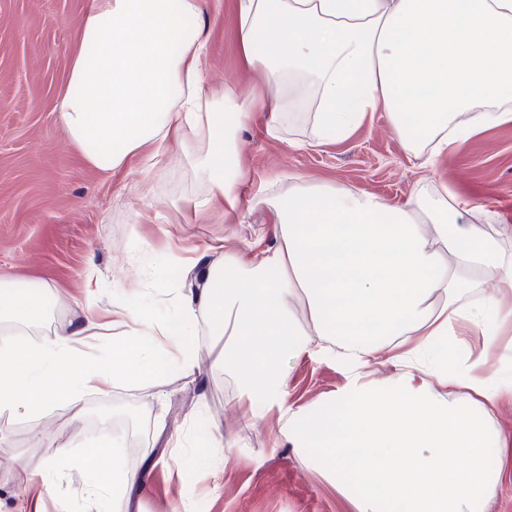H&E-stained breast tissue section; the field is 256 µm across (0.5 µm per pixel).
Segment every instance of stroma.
<instances>
[{
    "mask_svg": "<svg viewBox=\"0 0 512 512\" xmlns=\"http://www.w3.org/2000/svg\"><path fill=\"white\" fill-rule=\"evenodd\" d=\"M87 5L88 0H0V272L29 291L40 283L54 288L43 323L29 341H41L74 319L90 279L98 311L109 309L115 288L131 284L153 314L168 316L198 250L227 233L246 247L266 223V211L251 203L261 188L274 198L306 180L402 202L420 183L432 182L496 209L512 224V123L478 132L459 151L428 163L404 150L383 111L368 113L345 141L318 149L302 144L310 136V104L285 116L277 139L266 133L268 113L258 112L238 135L239 201L226 218L173 209L174 201L206 191L177 143H167L151 175H143L138 155L111 176L101 175L69 145L51 110L67 83ZM205 10L207 88L250 97L263 77L244 66L237 50L238 0H206ZM170 245L177 260L159 266ZM181 344L197 358L192 374L86 394L80 418H72L64 405L31 415L0 409V512H91L84 472L74 459L105 433L118 440L127 466L154 459L139 493L146 512H169L179 476L193 512H351L299 449L285 443L271 447L282 426L278 413L243 430L230 457L214 455L207 434L222 432L242 406L215 363L218 349L209 337L197 333ZM282 367L296 407L316 405L346 384L332 360L303 354L284 360ZM50 429L67 445L70 460L58 469L50 493L38 497L22 483L21 473L48 455L41 440ZM493 429L509 453L501 490L487 512H512V404L499 409ZM175 438L186 447L179 457L169 454ZM202 458L214 469L199 483L194 464Z\"/></svg>",
    "mask_w": 512,
    "mask_h": 512,
    "instance_id": "obj_1",
    "label": "stroma"
}]
</instances>
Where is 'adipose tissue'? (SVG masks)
<instances>
[{
  "instance_id": "1",
  "label": "adipose tissue",
  "mask_w": 512,
  "mask_h": 512,
  "mask_svg": "<svg viewBox=\"0 0 512 512\" xmlns=\"http://www.w3.org/2000/svg\"><path fill=\"white\" fill-rule=\"evenodd\" d=\"M205 0H89L66 87L54 104L70 145L109 174L134 154L152 169L178 142L203 196L194 214L235 207L238 178L226 168L231 138L269 113L279 136L295 104L314 94L310 144L345 140L370 112H387L404 149L438 156L473 132L512 122V0H240L237 40L264 89L245 98L203 91ZM431 132L429 147L407 119ZM267 206L269 220L246 250L214 246L184 281L172 317L159 319L134 291L120 290L107 321L76 320L35 344L0 338V407L39 413L64 403L81 414L101 383L141 386L192 372L194 355L166 341L205 328L217 365L247 403L252 426L278 411L281 429L355 512H484L504 480L505 446L489 430L512 403V225L447 186L403 203L333 184H298ZM498 284L495 293L483 282ZM309 318L301 320L299 306ZM38 325L42 306L0 273V321ZM122 335L91 358L89 336ZM470 329L481 348L460 338ZM338 358L347 382L317 407L288 403L284 357ZM496 357L495 377L484 367ZM390 364L379 380L372 368ZM461 388L448 399L444 389ZM95 512H112L102 476L129 489L144 473L126 468L110 442L79 460Z\"/></svg>"
}]
</instances>
